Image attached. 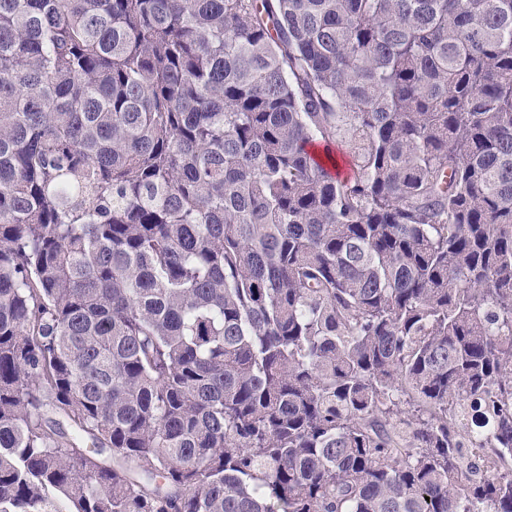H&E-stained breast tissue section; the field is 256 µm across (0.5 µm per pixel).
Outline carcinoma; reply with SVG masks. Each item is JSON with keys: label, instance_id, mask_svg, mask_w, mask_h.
<instances>
[{"label": "carcinoma", "instance_id": "1", "mask_svg": "<svg viewBox=\"0 0 512 512\" xmlns=\"http://www.w3.org/2000/svg\"><path fill=\"white\" fill-rule=\"evenodd\" d=\"M56 495L512 512V0H0V512Z\"/></svg>", "mask_w": 512, "mask_h": 512}]
</instances>
